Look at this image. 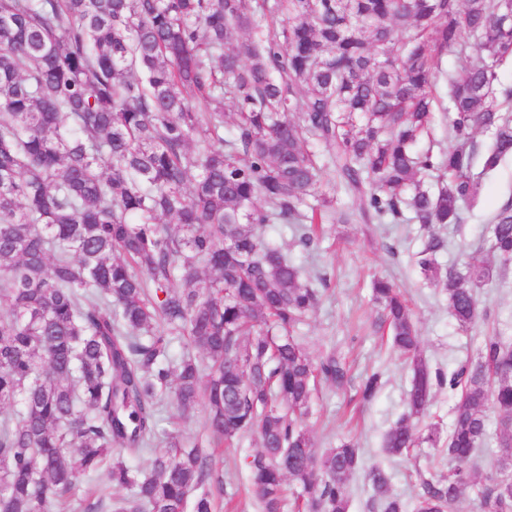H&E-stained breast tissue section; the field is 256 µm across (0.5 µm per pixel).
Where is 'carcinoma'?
Wrapping results in <instances>:
<instances>
[{
	"instance_id": "obj_1",
	"label": "carcinoma",
	"mask_w": 512,
	"mask_h": 512,
	"mask_svg": "<svg viewBox=\"0 0 512 512\" xmlns=\"http://www.w3.org/2000/svg\"><path fill=\"white\" fill-rule=\"evenodd\" d=\"M508 59L512 0H0V512H66L99 475L83 512H216L215 453L160 430L166 398L184 415L204 404L229 446L258 434L244 465L261 512H349L360 448L320 453L305 423L317 383L341 390L348 370L297 335L322 292L265 228L292 224L310 247L333 220L326 172L355 202L349 223L412 213L448 313L463 331L489 324L484 246L443 268L434 226L463 222L476 162L512 155ZM440 80L449 145L421 149ZM488 233L512 260V198ZM373 295L413 371L385 452L442 443L447 462L410 503L373 467L369 512H449L468 489L512 512V341L489 329L476 360L434 370L405 295L382 280ZM382 386L367 374L360 400ZM438 389L454 399L444 437L420 426ZM491 409L498 466L482 473ZM146 455L148 472L130 465Z\"/></svg>"
}]
</instances>
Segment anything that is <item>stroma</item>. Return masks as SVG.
Masks as SVG:
<instances>
[{
	"label": "stroma",
	"instance_id": "1",
	"mask_svg": "<svg viewBox=\"0 0 512 512\" xmlns=\"http://www.w3.org/2000/svg\"><path fill=\"white\" fill-rule=\"evenodd\" d=\"M512 197V158L481 180L474 207L465 209L459 225L439 227L447 248L438 254L441 266L460 262L464 251L482 244L488 234L489 219L496 208ZM266 236L280 246L289 259L307 269L319 271L327 279L319 308L299 330L313 355L337 349L350 366L349 381L338 392L322 389L309 419L311 435L318 447L330 448L350 438L362 451L365 465H381L390 476L392 493L412 500L417 491L416 472L425 468L434 448L421 446L411 459L400 461L383 452V438L407 408L411 372L386 343L388 326L375 303L371 281H392L412 302L421 336V348L431 367L453 370L461 362L474 359L482 327L462 331L448 312L445 295L425 279L416 264L426 234L420 224L324 225L310 248L292 239L283 225L269 227ZM495 276L482 286L479 296L499 322L504 336H512V262L503 263L488 254ZM382 371L383 387L368 405L355 403L357 389L366 373ZM258 447L256 438H244L239 447L224 452L220 467L224 486L236 495L241 512H256L254 499L246 491L243 457Z\"/></svg>",
	"mask_w": 512,
	"mask_h": 512
}]
</instances>
